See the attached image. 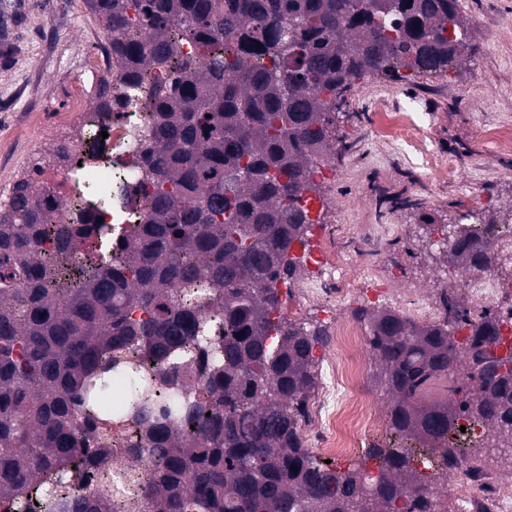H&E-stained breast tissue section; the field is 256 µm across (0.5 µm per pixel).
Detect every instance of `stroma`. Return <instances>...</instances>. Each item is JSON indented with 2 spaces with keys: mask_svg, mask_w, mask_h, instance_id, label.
Masks as SVG:
<instances>
[{
  "mask_svg": "<svg viewBox=\"0 0 512 512\" xmlns=\"http://www.w3.org/2000/svg\"><path fill=\"white\" fill-rule=\"evenodd\" d=\"M469 44L465 62L443 73L407 74L395 79L366 73L353 79L336 114V149L330 157L336 178L321 183L316 226L308 252L324 242L323 227L351 225L331 240L367 270L348 297L307 302L297 324L332 333L335 320L355 318L368 307L372 290L388 283L405 299L439 307L442 290L464 305L471 297L464 272L448 259L439 232H456L473 221H512V155L486 143L488 128L512 129V0H459ZM105 37L85 0H0V202L34 162L48 159L56 144L72 140L81 110H67L74 82L84 75L89 46ZM395 109L425 115L431 146L457 154L451 182H434L414 151L385 145L371 135L379 100ZM477 196L476 214L461 207L463 195ZM381 225V252L365 258L357 248L361 227Z\"/></svg>",
  "mask_w": 512,
  "mask_h": 512,
  "instance_id": "obj_1",
  "label": "stroma"
}]
</instances>
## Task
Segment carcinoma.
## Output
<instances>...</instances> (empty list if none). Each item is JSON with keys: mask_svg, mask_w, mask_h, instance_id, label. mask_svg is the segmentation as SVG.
Listing matches in <instances>:
<instances>
[{"mask_svg": "<svg viewBox=\"0 0 512 512\" xmlns=\"http://www.w3.org/2000/svg\"><path fill=\"white\" fill-rule=\"evenodd\" d=\"M105 24L130 95L101 79L81 147L139 97L144 72L167 70L150 126L134 128L129 177L148 196L142 223L107 251L83 220L111 203L97 174L50 216L47 187L24 176L0 205V506L32 497L47 512L49 474L95 468L111 443L86 438L112 415L139 428L130 455L148 470L150 512H433L400 445L372 448L386 469L333 470L302 437L324 332L286 321L278 283L298 274L316 164L335 144L338 101L365 72H445L467 49L459 0H86ZM191 44L196 51L183 53ZM463 269L492 267L472 234L448 240ZM442 319L417 324L358 311L378 378L392 395L394 440L459 460L466 413L512 449V351L495 355L499 321L443 291ZM137 310L140 316L132 317ZM224 328L217 339L212 326ZM467 330L464 341L455 333ZM209 356L198 379L193 351ZM165 370L148 374L131 363ZM448 397L425 401L438 383ZM109 493L71 512H110Z\"/></svg>", "mask_w": 512, "mask_h": 512, "instance_id": "cac0c4a2", "label": "carcinoma"}]
</instances>
